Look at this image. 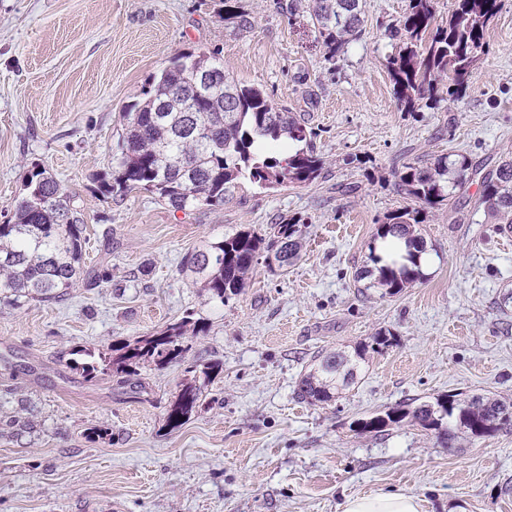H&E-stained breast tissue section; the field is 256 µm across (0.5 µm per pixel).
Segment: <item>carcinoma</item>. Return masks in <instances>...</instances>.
<instances>
[{"instance_id": "obj_1", "label": "carcinoma", "mask_w": 512, "mask_h": 512, "mask_svg": "<svg viewBox=\"0 0 512 512\" xmlns=\"http://www.w3.org/2000/svg\"><path fill=\"white\" fill-rule=\"evenodd\" d=\"M500 9V0H455L448 20L437 22L434 0H408L399 24L389 36L398 51L389 58L388 69L399 104L413 112L422 100H433L439 84L448 80V96L465 94L469 75L488 51L485 32ZM311 18L325 48L334 58L362 32V0H311ZM222 63L204 53L171 57L160 75L153 78L146 98L124 113L118 174L107 192L143 189L156 194L176 211L190 207L220 206L238 181L247 179L265 189L283 184H307L316 180L324 160L311 143L307 130L286 110L259 89L229 79L207 85L196 93L190 83L196 71ZM288 142L296 148L281 157L272 150L258 151L260 143L271 146ZM478 169L465 154L430 165L406 163L396 172L400 192L420 207L398 208L384 217L375 239L393 237L404 247L381 253L369 246L370 264L357 279L373 278L372 285L396 295L424 279L419 269L426 240L417 233L423 223L422 207L434 208L453 190H461ZM478 206L495 217L499 231L512 227V156L501 158L494 172L481 177ZM86 226L71 197L46 170L32 172L25 194L17 206L16 220L0 224V290L16 298L66 300L77 282L96 288L106 274L85 265L83 245ZM301 220L272 224L268 238L241 231L207 243L186 260L193 283L225 301L241 293L252 274L260 252L267 266L286 271L302 249ZM197 336L205 324L188 314L167 325L158 335L134 344L112 348L109 370L131 381L145 364L159 369L183 361L189 347L182 345L187 332ZM393 333L382 330L372 343L353 352H331L297 383L298 398L311 404H328L354 384L361 364L371 351L391 344ZM219 370L217 363L194 361L187 368L191 378L183 382L167 415L176 428L203 405L202 384ZM410 420L452 447L455 430L474 437L512 427V402L484 395L457 399L446 395L413 408L396 405L357 423L366 432L383 433Z\"/></svg>"}]
</instances>
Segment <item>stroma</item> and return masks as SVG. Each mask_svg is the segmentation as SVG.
<instances>
[{"instance_id":"35a3bbf8","label":"stroma","mask_w":512,"mask_h":512,"mask_svg":"<svg viewBox=\"0 0 512 512\" xmlns=\"http://www.w3.org/2000/svg\"><path fill=\"white\" fill-rule=\"evenodd\" d=\"M0 0V224L27 175L47 170L86 224L87 265L108 273L63 302L0 294V512H341L347 497L405 492L420 512H512V428L452 448L404 423L358 420L444 395L512 400V240L478 208L479 181L425 210L436 258L423 281L382 295L356 274L385 215L406 206L402 163L469 155L480 173L512 151V0L486 33L465 95L402 110L388 29L407 0H364L360 39L328 58L310 0ZM216 56L312 128L326 161L306 186L241 181L223 205L176 211L150 192L106 193L122 115L169 59ZM304 220L288 270L258 262L228 301L193 284L187 255L240 231ZM188 359L220 363L203 405L178 428L167 412L186 377L173 363L86 379L84 350L108 352L186 313ZM360 379L328 405L296 384L316 355L381 330Z\"/></svg>"}]
</instances>
